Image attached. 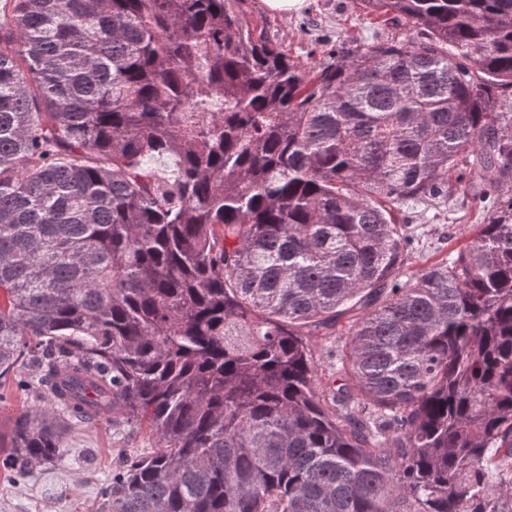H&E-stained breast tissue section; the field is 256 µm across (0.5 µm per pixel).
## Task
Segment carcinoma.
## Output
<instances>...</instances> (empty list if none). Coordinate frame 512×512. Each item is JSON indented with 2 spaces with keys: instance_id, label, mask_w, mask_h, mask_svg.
<instances>
[{
  "instance_id": "1",
  "label": "carcinoma",
  "mask_w": 512,
  "mask_h": 512,
  "mask_svg": "<svg viewBox=\"0 0 512 512\" xmlns=\"http://www.w3.org/2000/svg\"><path fill=\"white\" fill-rule=\"evenodd\" d=\"M245 2L0 0V375L58 409L0 469L97 417L159 442L98 512H512V0H357L416 37L314 66ZM493 205L490 199L481 202L471 196H460L445 209L424 205L407 209L405 214L414 217L407 228L413 241L402 272L410 275L455 255L468 244L475 232L474 224H482ZM346 320H343L336 326V333L333 336H324V332L311 331L310 336H305L308 339V343L313 352L315 361L319 366V371L322 374L323 380H327L328 375L331 374L332 363L336 370V358L331 359L329 352L335 348L336 350V338L341 337L340 329H345L344 324ZM325 378V379H324Z\"/></svg>"
}]
</instances>
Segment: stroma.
I'll list each match as a JSON object with an SVG mask.
<instances>
[{
	"label": "stroma",
	"instance_id": "35a3bbf8",
	"mask_svg": "<svg viewBox=\"0 0 512 512\" xmlns=\"http://www.w3.org/2000/svg\"><path fill=\"white\" fill-rule=\"evenodd\" d=\"M245 9L251 24L304 63L311 53H322L338 43L359 47L377 34L398 41L410 37L407 28L368 14L356 0H309L304 10L288 19L267 10L262 0H248ZM492 207V200L469 196L454 198L440 209L418 206L408 227L412 243L404 274L455 255ZM33 371L28 364L0 377L1 447L10 445L16 419L31 404L30 393L19 389L16 380L19 374ZM156 446V438L134 424L94 419L71 428L60 458L25 481L0 470V512H95L98 491L113 469Z\"/></svg>",
	"mask_w": 512,
	"mask_h": 512
}]
</instances>
